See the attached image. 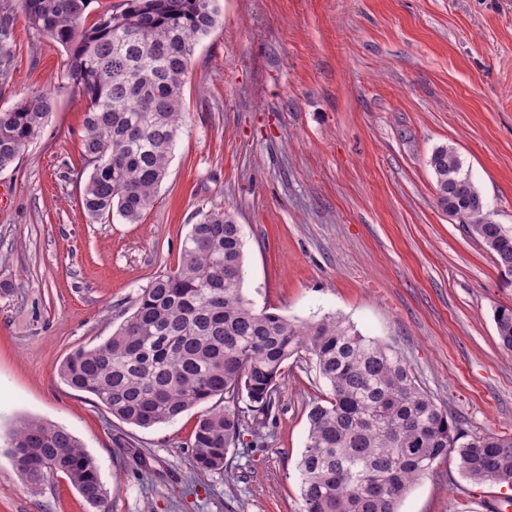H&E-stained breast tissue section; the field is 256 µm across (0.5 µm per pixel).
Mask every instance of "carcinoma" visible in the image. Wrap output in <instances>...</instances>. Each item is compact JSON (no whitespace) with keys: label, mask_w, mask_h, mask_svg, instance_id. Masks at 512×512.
I'll list each match as a JSON object with an SVG mask.
<instances>
[{"label":"carcinoma","mask_w":512,"mask_h":512,"mask_svg":"<svg viewBox=\"0 0 512 512\" xmlns=\"http://www.w3.org/2000/svg\"><path fill=\"white\" fill-rule=\"evenodd\" d=\"M92 0H20L28 26L67 52L66 75L84 104L82 202L88 215L140 221L168 174L182 126L184 87L197 41L219 21L217 0H123L86 23ZM54 97L36 91L0 111V168L36 139ZM437 202L467 210L470 233L512 277V230L491 217L457 151L435 149ZM175 269L141 289L107 340L79 347L60 366L70 388L93 395L140 428L174 421L215 397L190 441L193 469L224 472L240 440L247 401L261 427L276 405L288 361L307 351L329 387L309 407L299 462L303 512H397L405 494L450 456L476 484L512 487V435L460 442L448 411L419 385L394 350L334 315L313 323L258 311L243 292L241 225L227 211L199 212ZM512 351V308L496 311ZM14 467L34 488L62 474L95 512H108L94 460L67 429L24 420L8 442Z\"/></svg>","instance_id":"cac0c4a2"}]
</instances>
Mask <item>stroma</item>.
Masks as SVG:
<instances>
[{"label":"stroma","mask_w":512,"mask_h":512,"mask_svg":"<svg viewBox=\"0 0 512 512\" xmlns=\"http://www.w3.org/2000/svg\"><path fill=\"white\" fill-rule=\"evenodd\" d=\"M184 87L169 172L139 223L85 213L83 105L63 48L0 0V110L47 91L41 134L0 169V512H93L65 477L31 488L7 453L17 421L64 426L94 459L110 512H303L309 405L328 388L289 360L266 424L245 423L224 470L194 471L198 410L123 423L59 377L100 344L142 288L175 268L198 211L241 225L257 309L333 314L387 344L464 437L512 434V351L494 314L512 277L437 204L429 158L456 149L512 228V0H218ZM512 487L465 479L455 458L398 512H498Z\"/></svg>","instance_id":"35a3bbf8"}]
</instances>
